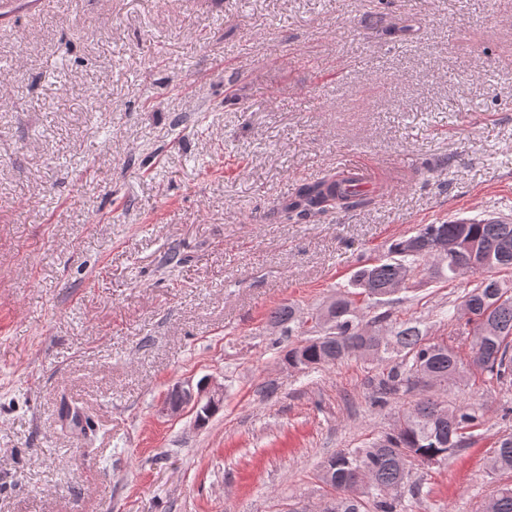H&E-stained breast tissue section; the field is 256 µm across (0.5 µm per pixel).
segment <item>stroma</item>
Wrapping results in <instances>:
<instances>
[{
  "label": "stroma",
  "instance_id": "35a3bbf8",
  "mask_svg": "<svg viewBox=\"0 0 512 512\" xmlns=\"http://www.w3.org/2000/svg\"><path fill=\"white\" fill-rule=\"evenodd\" d=\"M362 162L369 206L287 221ZM512 216V0H48L0 14V512H319L320 463L390 431L382 368L288 367L307 315L423 224ZM175 262H167L169 253ZM474 276L387 305L462 360ZM224 389L205 425L164 411ZM479 440L413 512H481L512 473V386L470 370ZM93 428L60 421V403ZM178 390L181 392V399L177 403L165 402V410L171 414H177L184 409L190 407L193 410H197L199 404L202 402L204 395H208L207 399L212 401L223 396V387L212 383H207L205 388L203 386H194L191 382H185L178 385ZM216 407L206 414L202 408H199L196 412V417L199 422H205L217 409Z\"/></svg>",
  "mask_w": 512,
  "mask_h": 512
}]
</instances>
